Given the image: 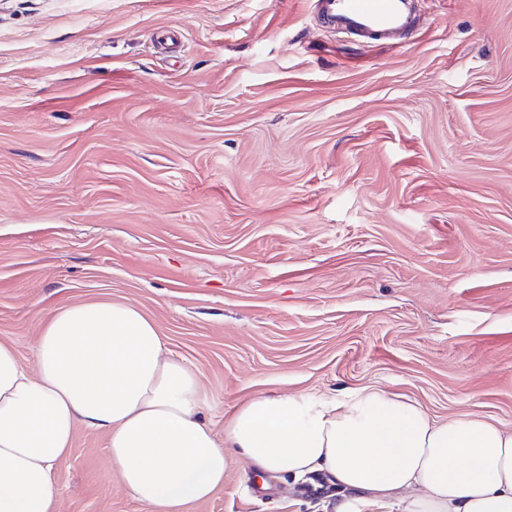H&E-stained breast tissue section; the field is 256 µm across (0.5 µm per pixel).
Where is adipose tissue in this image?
Here are the masks:
<instances>
[{
  "instance_id": "adipose-tissue-1",
  "label": "adipose tissue",
  "mask_w": 512,
  "mask_h": 512,
  "mask_svg": "<svg viewBox=\"0 0 512 512\" xmlns=\"http://www.w3.org/2000/svg\"><path fill=\"white\" fill-rule=\"evenodd\" d=\"M108 436L122 484L151 512H184L224 484L230 457L349 489L334 512H512V431L484 418H430L371 387L336 398L253 397L216 440L196 369L155 324L110 300L65 306L37 338L34 367L0 343V512H58L55 463L77 425Z\"/></svg>"
}]
</instances>
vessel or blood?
Masks as SVG:
<instances>
[{
    "mask_svg": "<svg viewBox=\"0 0 512 512\" xmlns=\"http://www.w3.org/2000/svg\"><path fill=\"white\" fill-rule=\"evenodd\" d=\"M317 18L362 39L386 43L409 29L410 0H317Z\"/></svg>",
    "mask_w": 512,
    "mask_h": 512,
    "instance_id": "vessel-or-blood-1",
    "label": "vessel or blood"
}]
</instances>
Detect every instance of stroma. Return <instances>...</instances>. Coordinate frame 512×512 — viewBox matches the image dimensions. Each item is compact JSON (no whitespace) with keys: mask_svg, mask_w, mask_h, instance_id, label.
<instances>
[{"mask_svg":"<svg viewBox=\"0 0 512 512\" xmlns=\"http://www.w3.org/2000/svg\"><path fill=\"white\" fill-rule=\"evenodd\" d=\"M109 299L246 399L372 386L512 429V0H415L409 36L315 0H0V343ZM59 512H149L85 426ZM231 461L184 512H333Z\"/></svg>","mask_w":512,"mask_h":512,"instance_id":"obj_1","label":"stroma"}]
</instances>
